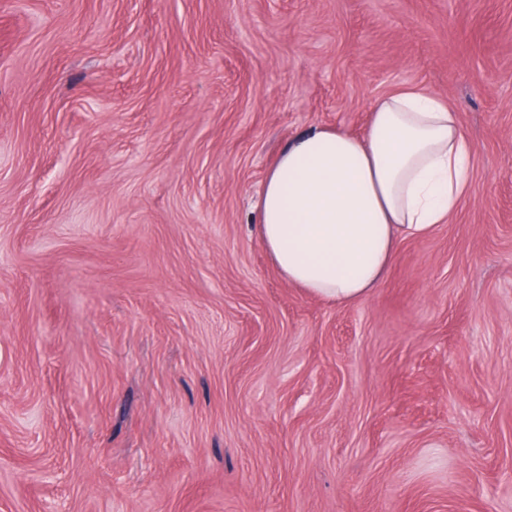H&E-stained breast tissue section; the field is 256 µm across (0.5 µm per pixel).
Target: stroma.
<instances>
[{
	"label": "stroma",
	"instance_id": "obj_1",
	"mask_svg": "<svg viewBox=\"0 0 512 512\" xmlns=\"http://www.w3.org/2000/svg\"><path fill=\"white\" fill-rule=\"evenodd\" d=\"M414 86L448 223L340 305L278 155ZM0 512H512V0H0Z\"/></svg>",
	"mask_w": 512,
	"mask_h": 512
}]
</instances>
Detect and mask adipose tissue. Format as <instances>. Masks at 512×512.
<instances>
[{"label": "adipose tissue", "mask_w": 512, "mask_h": 512, "mask_svg": "<svg viewBox=\"0 0 512 512\" xmlns=\"http://www.w3.org/2000/svg\"><path fill=\"white\" fill-rule=\"evenodd\" d=\"M472 153L454 108L392 90L372 103L363 135L318 127L280 153L261 186L258 240L289 285L362 302L384 283L401 239L426 238L456 211Z\"/></svg>", "instance_id": "ef3b65f1"}]
</instances>
